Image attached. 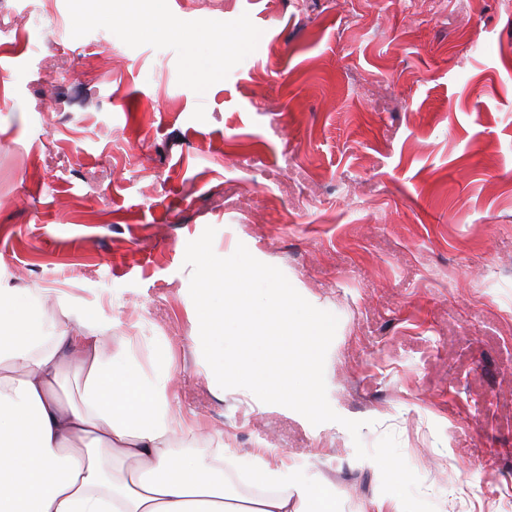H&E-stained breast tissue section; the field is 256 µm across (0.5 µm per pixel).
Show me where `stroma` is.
<instances>
[{
	"label": "stroma",
	"mask_w": 512,
	"mask_h": 512,
	"mask_svg": "<svg viewBox=\"0 0 512 512\" xmlns=\"http://www.w3.org/2000/svg\"><path fill=\"white\" fill-rule=\"evenodd\" d=\"M82 6L0 0V288L102 305L213 441L393 505L342 425L214 382L184 265L214 227L338 317L367 448L436 512H512V0H162L144 35Z\"/></svg>",
	"instance_id": "obj_1"
}]
</instances>
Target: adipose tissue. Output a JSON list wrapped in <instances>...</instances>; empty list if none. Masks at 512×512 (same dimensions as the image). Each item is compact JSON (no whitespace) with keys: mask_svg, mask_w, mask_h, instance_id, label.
Returning a JSON list of instances; mask_svg holds the SVG:
<instances>
[{"mask_svg":"<svg viewBox=\"0 0 512 512\" xmlns=\"http://www.w3.org/2000/svg\"><path fill=\"white\" fill-rule=\"evenodd\" d=\"M62 320L45 318L48 304ZM112 321L97 307L39 289H0V512H336V497L292 469L252 461L256 492L226 477L227 445L174 449L202 437L172 406V355L155 346L102 349ZM75 369L77 397L62 396Z\"/></svg>","mask_w":512,"mask_h":512,"instance_id":"adipose-tissue-1","label":"adipose tissue"}]
</instances>
